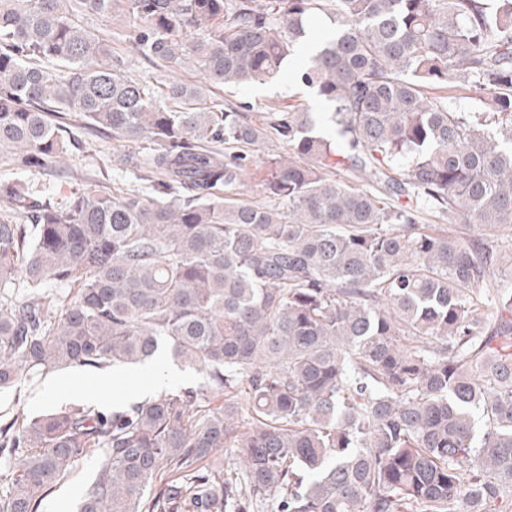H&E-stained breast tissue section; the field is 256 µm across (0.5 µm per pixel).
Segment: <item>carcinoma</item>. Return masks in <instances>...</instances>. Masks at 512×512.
Instances as JSON below:
<instances>
[{
	"instance_id": "carcinoma-1",
	"label": "carcinoma",
	"mask_w": 512,
	"mask_h": 512,
	"mask_svg": "<svg viewBox=\"0 0 512 512\" xmlns=\"http://www.w3.org/2000/svg\"><path fill=\"white\" fill-rule=\"evenodd\" d=\"M89 15L203 81L129 77ZM290 61L336 137L208 101ZM72 126L139 145L116 164L149 194L0 181V390L166 353L205 384L15 417L0 512L92 448L78 512H512V0H0V165L56 171ZM87 28L96 35L109 34L112 32V47L124 48L126 44L123 43L126 35H128L129 27L128 24L121 22L111 21L109 19L90 15L86 17Z\"/></svg>"
}]
</instances>
